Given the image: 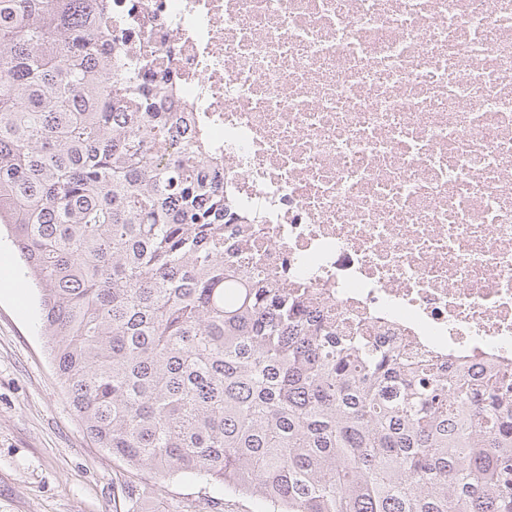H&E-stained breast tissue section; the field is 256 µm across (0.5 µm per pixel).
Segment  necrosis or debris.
I'll use <instances>...</instances> for the list:
<instances>
[{
  "label": "necrosis or debris",
  "mask_w": 512,
  "mask_h": 512,
  "mask_svg": "<svg viewBox=\"0 0 512 512\" xmlns=\"http://www.w3.org/2000/svg\"><path fill=\"white\" fill-rule=\"evenodd\" d=\"M269 274L425 359L512 366V0H113Z\"/></svg>",
  "instance_id": "necrosis-or-debris-1"
}]
</instances>
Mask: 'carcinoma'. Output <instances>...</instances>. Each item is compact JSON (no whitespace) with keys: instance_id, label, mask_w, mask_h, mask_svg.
Instances as JSON below:
<instances>
[{"instance_id":"1","label":"carcinoma","mask_w":512,"mask_h":512,"mask_svg":"<svg viewBox=\"0 0 512 512\" xmlns=\"http://www.w3.org/2000/svg\"><path fill=\"white\" fill-rule=\"evenodd\" d=\"M116 49L108 0H0V227L98 447L253 512H512V371L411 360L250 265L170 72Z\"/></svg>"}]
</instances>
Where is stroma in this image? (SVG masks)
Segmentation results:
<instances>
[{
	"label": "stroma",
	"mask_w": 512,
	"mask_h": 512,
	"mask_svg": "<svg viewBox=\"0 0 512 512\" xmlns=\"http://www.w3.org/2000/svg\"><path fill=\"white\" fill-rule=\"evenodd\" d=\"M251 512L242 497L178 476L160 482L98 448L49 355L35 290L0 292V512Z\"/></svg>",
	"instance_id": "35a3bbf8"
}]
</instances>
